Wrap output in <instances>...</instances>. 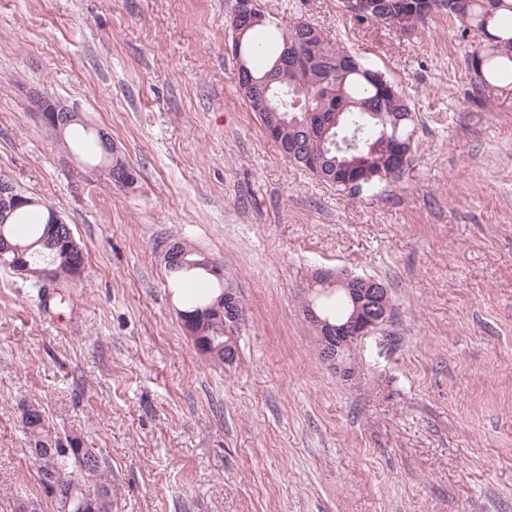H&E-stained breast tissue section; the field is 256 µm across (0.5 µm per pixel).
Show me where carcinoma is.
Masks as SVG:
<instances>
[{
  "label": "carcinoma",
  "mask_w": 512,
  "mask_h": 512,
  "mask_svg": "<svg viewBox=\"0 0 512 512\" xmlns=\"http://www.w3.org/2000/svg\"><path fill=\"white\" fill-rule=\"evenodd\" d=\"M365 10L353 14L359 22L380 21L383 15L405 14L410 26L425 22L433 13L448 14L458 21L461 37L479 35L471 46L468 61L474 87L478 91L512 86V0H365ZM314 48L321 63L313 65L284 63L283 81L267 94L258 95L267 74L290 48ZM240 54L246 70L234 75L236 86L257 116L265 134L280 148L289 162L308 169L322 181L341 191H350L348 181L354 163L368 164L382 171V179L401 174L393 162L401 149L412 150L417 120L409 98L390 78L385 83L372 78L371 68L344 48L330 44L322 32L300 18L268 20L240 33ZM30 208L17 210L8 223H0V237L13 244L18 255L31 269L53 263L57 276L66 279L84 265L79 246L66 249L62 235L71 228L47 223L48 211L33 223ZM169 249L177 252L178 263L168 268L174 286L190 281L208 283L210 295L196 298L180 313L195 315L209 310L233 283L209 271L224 262L197 250L190 243L175 241ZM318 313L331 321L347 318L351 302L347 292L335 287L329 292L316 290L311 296ZM199 333L197 347L208 360L224 363V311L209 310L202 317L186 322ZM20 422L28 443L39 461V474L55 473L65 483L55 498L57 512H112V488L104 476L86 485L68 471L73 463L93 475L99 471V459L90 448H60L57 438L47 429L41 407L20 405Z\"/></svg>",
  "instance_id": "obj_1"
}]
</instances>
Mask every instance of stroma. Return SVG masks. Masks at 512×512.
I'll return each instance as SVG.
<instances>
[{"label": "stroma", "mask_w": 512, "mask_h": 512, "mask_svg": "<svg viewBox=\"0 0 512 512\" xmlns=\"http://www.w3.org/2000/svg\"><path fill=\"white\" fill-rule=\"evenodd\" d=\"M343 0H259L409 94L405 173L351 195L292 165L236 90L235 0H0V179L53 205L85 270L38 298L0 267V512H57L18 418L80 436L112 512H512V86L477 93L446 15L399 31ZM37 88L137 170L119 191L29 107ZM224 262L236 361L197 353L163 253ZM393 315L334 374L302 311L316 269Z\"/></svg>", "instance_id": "stroma-1"}]
</instances>
